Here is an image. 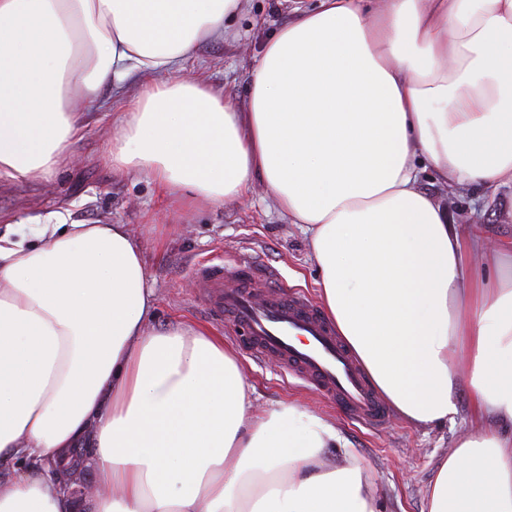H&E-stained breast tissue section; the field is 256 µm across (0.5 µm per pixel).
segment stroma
I'll return each instance as SVG.
<instances>
[{
  "instance_id": "1",
  "label": "stroma",
  "mask_w": 512,
  "mask_h": 512,
  "mask_svg": "<svg viewBox=\"0 0 512 512\" xmlns=\"http://www.w3.org/2000/svg\"><path fill=\"white\" fill-rule=\"evenodd\" d=\"M288 19L283 0H246L224 43L201 45L185 62L184 76L204 77L238 105H246L254 60L268 37ZM123 103V98L107 91L101 101L88 105V125L69 168L49 178L0 183V225L20 221L29 234L33 228L28 218L61 207L71 208L75 219L88 224L127 225L144 249L147 277L156 296L150 320L154 327L179 320L209 325L206 312L193 299L192 268L198 262L252 259L275 270L286 287L318 299L319 274L308 236L279 215L262 183H255L243 200L187 213L176 202L164 200L145 177L113 174L105 156L112 115ZM419 188L446 205L451 223L482 227L492 250L478 259L476 271L491 270L495 249L512 244V187L485 197L472 187L444 189L426 175ZM237 357L255 388L256 408L295 402L334 420L342 441L325 449L324 457L339 463L350 453L367 466L375 485V512H427L438 462L472 426L468 386H461L456 397L455 421L417 427L392 415L383 425L369 426L350 420L334 401L270 367L268 361L242 351Z\"/></svg>"
}]
</instances>
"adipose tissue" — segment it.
Listing matches in <instances>:
<instances>
[{
	"mask_svg": "<svg viewBox=\"0 0 512 512\" xmlns=\"http://www.w3.org/2000/svg\"><path fill=\"white\" fill-rule=\"evenodd\" d=\"M244 0H0V181L69 167L84 104L139 78L106 160L188 211L262 179L309 237L327 316L399 418L471 389L473 428L428 512H512V254L417 189L512 184V0H318L255 61L247 107L180 71ZM0 231V512H74L45 466L88 449L94 512H375L341 438L294 404L255 413L223 336L149 325L143 247L63 208ZM469 374L460 378L459 362Z\"/></svg>",
	"mask_w": 512,
	"mask_h": 512,
	"instance_id": "1",
	"label": "adipose tissue"
}]
</instances>
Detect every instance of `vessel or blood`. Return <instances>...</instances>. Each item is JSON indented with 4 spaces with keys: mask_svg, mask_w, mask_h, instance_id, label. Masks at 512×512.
Returning a JSON list of instances; mask_svg holds the SVG:
<instances>
[{
    "mask_svg": "<svg viewBox=\"0 0 512 512\" xmlns=\"http://www.w3.org/2000/svg\"><path fill=\"white\" fill-rule=\"evenodd\" d=\"M199 300L211 319L242 338L256 359L276 357L285 373L335 400L359 422L378 426L388 412L335 326L302 292L249 260L195 265Z\"/></svg>",
    "mask_w": 512,
    "mask_h": 512,
    "instance_id": "vessel-or-blood-1",
    "label": "vessel or blood"
}]
</instances>
